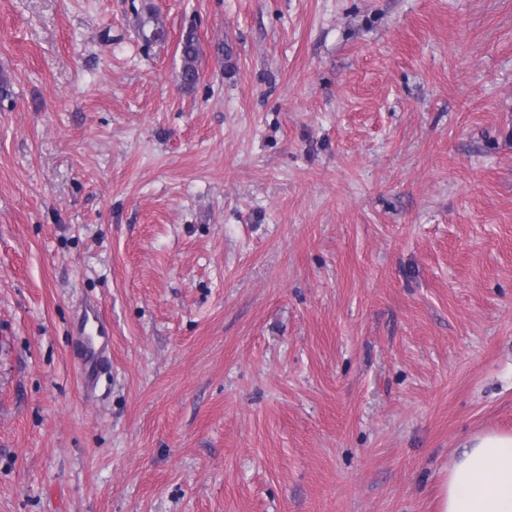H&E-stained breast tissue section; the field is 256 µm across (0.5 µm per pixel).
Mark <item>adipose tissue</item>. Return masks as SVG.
Returning <instances> with one entry per match:
<instances>
[{"label": "adipose tissue", "mask_w": 512, "mask_h": 512, "mask_svg": "<svg viewBox=\"0 0 512 512\" xmlns=\"http://www.w3.org/2000/svg\"><path fill=\"white\" fill-rule=\"evenodd\" d=\"M438 512H512V434L467 439L445 474Z\"/></svg>", "instance_id": "adipose-tissue-1"}]
</instances>
